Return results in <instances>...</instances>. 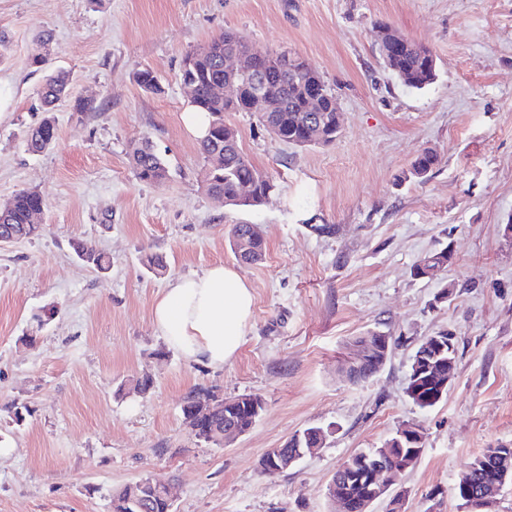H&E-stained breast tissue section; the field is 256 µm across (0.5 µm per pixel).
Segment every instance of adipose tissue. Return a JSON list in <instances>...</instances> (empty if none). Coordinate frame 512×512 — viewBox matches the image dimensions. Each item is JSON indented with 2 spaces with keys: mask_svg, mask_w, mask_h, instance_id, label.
Masks as SVG:
<instances>
[{
  "mask_svg": "<svg viewBox=\"0 0 512 512\" xmlns=\"http://www.w3.org/2000/svg\"><path fill=\"white\" fill-rule=\"evenodd\" d=\"M253 303L252 290L239 272L218 263L173 280L156 297L152 321L185 361L218 370L241 348Z\"/></svg>",
  "mask_w": 512,
  "mask_h": 512,
  "instance_id": "adipose-tissue-1",
  "label": "adipose tissue"
}]
</instances>
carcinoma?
<instances>
[{
    "label": "carcinoma",
    "mask_w": 512,
    "mask_h": 512,
    "mask_svg": "<svg viewBox=\"0 0 512 512\" xmlns=\"http://www.w3.org/2000/svg\"><path fill=\"white\" fill-rule=\"evenodd\" d=\"M399 32L389 24L379 25L377 45L379 54L386 66L409 88L423 89L436 77L435 60L431 49L409 38L406 45L397 53L387 52V45ZM37 53L33 62L44 65L52 55L53 47L49 37L40 33L37 36ZM242 47L241 36L226 32L211 40L207 47L185 54L180 72L184 87L191 91L192 106L199 112H206L210 124L206 135L199 140V151L204 158L203 183L207 193L213 199L226 206L257 207L267 194L274 190V184L262 180L256 169L245 155L239 141L233 139L230 130L224 128V113L247 111V99L250 97L252 81L245 78L240 101L232 102L224 96L214 93V88L224 84V56ZM266 94L259 107V117L266 130L279 140L288 144L306 147L316 144L317 138L329 144L340 133L337 119L336 98L328 88L321 74L306 65L299 73L291 70L264 68ZM141 90L149 94L161 92L160 82L151 71L139 70L135 75ZM316 84L322 89V96L309 108L306 102L305 86ZM71 85L70 72L55 69L47 75L40 100L44 111L50 113L69 96ZM56 138V126L52 117L47 116L27 136V147L31 152H41L49 147ZM130 160L136 176L143 182H153L169 176L168 161L160 155L148 140L134 143L130 148ZM438 164V155L431 149H425L412 161L409 169L398 176L397 183L405 181L426 182ZM44 210L42 196L34 190L17 193L5 212L0 214V236H9L13 241L32 238L40 232L41 225L37 217ZM229 245L237 260L243 264L260 262L265 254L264 240L253 235L250 225L236 224L231 229ZM75 255L97 270L109 269L105 254L95 246L84 241L72 243ZM452 252L445 246L434 250L413 268L417 278L443 279ZM350 346L360 356L356 369L350 371L355 382L370 378L378 368L381 350L375 341L363 334L352 339ZM264 411V401L256 394H241L228 401L224 397L206 390L190 395L183 407V419L191 421V435L205 444L211 443L213 435L232 430L241 435L247 432ZM322 432L319 427H309L301 434H292L283 446V450L292 455L298 449L321 448ZM370 448L351 456L352 467L336 472L332 483L338 485L350 503L360 497L361 481L365 474L359 459L370 455ZM470 492L473 496L471 512L478 509V499L482 494L484 474L468 465ZM145 497L146 512H172V501L157 487V479L142 478L126 484L112 493V512H138L135 508L137 497Z\"/></svg>",
    "instance_id": "1"
}]
</instances>
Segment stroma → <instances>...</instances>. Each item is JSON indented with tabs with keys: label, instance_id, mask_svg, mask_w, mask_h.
<instances>
[{
	"label": "stroma",
	"instance_id": "35a3bbf8",
	"mask_svg": "<svg viewBox=\"0 0 512 512\" xmlns=\"http://www.w3.org/2000/svg\"><path fill=\"white\" fill-rule=\"evenodd\" d=\"M382 22L430 47L431 85L408 88L385 67ZM42 31L52 67L92 109L59 107L55 143L33 154ZM225 31L305 60L340 113L336 140L311 148L275 138L257 113H225L274 185L252 208L207 195L181 120L182 59ZM144 68L161 93L140 89ZM143 138L168 159V179L136 177L128 154ZM426 148L439 156L431 178L397 184ZM27 189L45 200L42 229L0 249V512H111L115 489L150 475L170 485L173 512H335L342 462L411 422L426 445L400 479L402 512H466L453 487L468 463L512 445V0H0V207ZM235 224L261 226V262L237 265ZM77 239L109 269L82 262ZM445 245L444 280L414 277ZM150 253L162 274L144 266ZM216 263L237 266L254 294L244 343L220 370L186 362L151 322L171 280ZM443 330L457 341L454 377L445 401L422 411L407 373L421 340ZM367 331L392 336L391 353L354 383L349 343ZM143 376L153 387L139 394ZM202 389L259 395L264 410L230 445L197 442L181 408ZM12 404L28 407L23 421ZM330 424L295 467L260 468L296 431ZM72 249L75 255L89 266L101 271L109 269V261L105 254L95 246L81 240L73 242Z\"/></svg>",
	"mask_w": 512,
	"mask_h": 512
}]
</instances>
